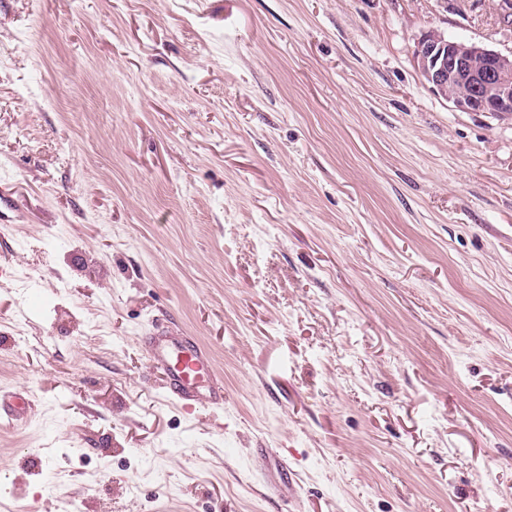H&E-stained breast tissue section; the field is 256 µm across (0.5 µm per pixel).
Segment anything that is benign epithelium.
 <instances>
[{
	"mask_svg": "<svg viewBox=\"0 0 512 512\" xmlns=\"http://www.w3.org/2000/svg\"><path fill=\"white\" fill-rule=\"evenodd\" d=\"M416 61L431 91L456 109L512 119V54L433 28L419 39Z\"/></svg>",
	"mask_w": 512,
	"mask_h": 512,
	"instance_id": "1",
	"label": "benign epithelium"
}]
</instances>
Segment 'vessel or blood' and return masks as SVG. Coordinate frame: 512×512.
I'll return each mask as SVG.
<instances>
[{
    "instance_id": "b4317fda",
    "label": "vessel or blood",
    "mask_w": 512,
    "mask_h": 512,
    "mask_svg": "<svg viewBox=\"0 0 512 512\" xmlns=\"http://www.w3.org/2000/svg\"><path fill=\"white\" fill-rule=\"evenodd\" d=\"M153 365L164 376V391L169 400L195 408H220L224 405V386L214 373L208 353L187 336H175L156 329L145 337ZM26 399L22 392L0 393V426L24 419Z\"/></svg>"
}]
</instances>
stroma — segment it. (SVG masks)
<instances>
[{"mask_svg":"<svg viewBox=\"0 0 512 512\" xmlns=\"http://www.w3.org/2000/svg\"><path fill=\"white\" fill-rule=\"evenodd\" d=\"M505 10L0 0V512H512V120L415 59ZM144 344L153 365L162 371L169 400L188 408L224 407V385L217 380L208 353L190 337L157 328ZM26 390H18L6 395L0 391V426H10L15 423L21 422L26 417L24 416L26 408V398L23 394Z\"/></svg>","mask_w":512,"mask_h":512,"instance_id":"obj_1","label":"stroma"}]
</instances>
